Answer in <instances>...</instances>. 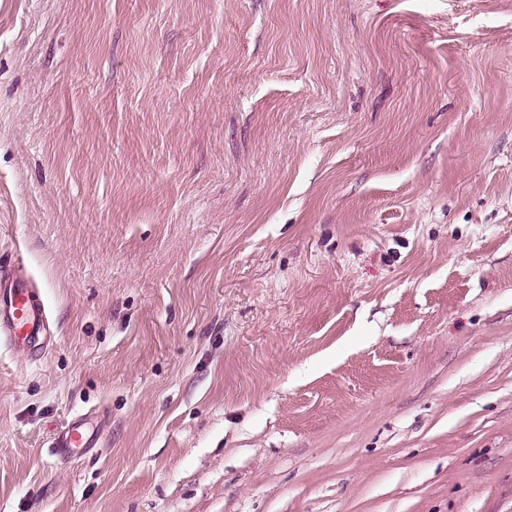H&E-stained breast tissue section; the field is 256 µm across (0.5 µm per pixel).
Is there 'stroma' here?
I'll return each instance as SVG.
<instances>
[{"mask_svg": "<svg viewBox=\"0 0 512 512\" xmlns=\"http://www.w3.org/2000/svg\"><path fill=\"white\" fill-rule=\"evenodd\" d=\"M0 275V512H512V0H0ZM36 295V289L21 278L13 279L9 288L0 289V317L6 314L1 332L14 347L27 346L39 339L44 313L36 305ZM87 446L86 432L81 423H74L56 442L54 448L63 449L66 458H74L80 448Z\"/></svg>", "mask_w": 512, "mask_h": 512, "instance_id": "35a3bbf8", "label": "stroma"}]
</instances>
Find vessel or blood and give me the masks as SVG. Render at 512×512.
Returning <instances> with one entry per match:
<instances>
[{"instance_id": "b4317fda", "label": "vessel or blood", "mask_w": 512, "mask_h": 512, "mask_svg": "<svg viewBox=\"0 0 512 512\" xmlns=\"http://www.w3.org/2000/svg\"><path fill=\"white\" fill-rule=\"evenodd\" d=\"M37 292L21 278L0 289V332L15 347L32 344L39 338L44 313L36 304ZM86 432L81 424H73L57 441L67 458H74L80 448L86 447Z\"/></svg>"}]
</instances>
